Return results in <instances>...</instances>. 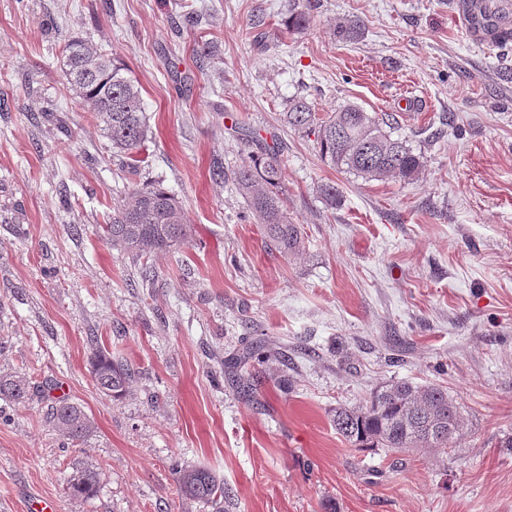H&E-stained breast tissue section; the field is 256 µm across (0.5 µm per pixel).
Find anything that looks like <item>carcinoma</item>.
Returning <instances> with one entry per match:
<instances>
[{"instance_id": "cac0c4a2", "label": "carcinoma", "mask_w": 512, "mask_h": 512, "mask_svg": "<svg viewBox=\"0 0 512 512\" xmlns=\"http://www.w3.org/2000/svg\"><path fill=\"white\" fill-rule=\"evenodd\" d=\"M315 9V0H288L286 29L293 33L306 30ZM333 33L340 40L353 42L360 35V25L353 20L340 21ZM63 52L67 82L89 107L112 152L125 156L129 169H135L151 127L141 91L127 67L80 38L64 40ZM284 120L289 127L314 135L321 157L331 166L365 180L399 178L409 182L423 167L422 156L413 152L406 139H394L387 132L389 120L372 116L359 106L341 105L320 118L314 105L299 97L289 101ZM281 166L280 150L272 146L251 162L231 170L218 169L214 175L235 185L248 216L260 224L266 245L287 256L302 251L304 237L299 225L288 219L277 191ZM102 231L112 247L141 258L185 243L190 227L179 199L158 184L133 192L129 202L113 207L110 222ZM92 376L97 388L108 396L129 392L128 366L97 345L93 347ZM30 389L25 378L0 374V397L21 402ZM52 418L58 433L73 443L92 432L83 407L64 399L52 407ZM333 423L351 443L403 453L417 447L446 448L448 440L459 435L462 416L459 403L448 391L402 381L375 389L361 406L337 408ZM100 482L97 469L84 467L76 472L70 489L75 495L89 497ZM177 482L182 493L200 501L210 502L224 494V483L204 468L180 470Z\"/></svg>"}]
</instances>
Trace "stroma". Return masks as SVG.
I'll use <instances>...</instances> for the list:
<instances>
[{
	"label": "stroma",
	"mask_w": 512,
	"mask_h": 512,
	"mask_svg": "<svg viewBox=\"0 0 512 512\" xmlns=\"http://www.w3.org/2000/svg\"><path fill=\"white\" fill-rule=\"evenodd\" d=\"M461 2L320 0L289 34L288 0H0V373L41 388L0 400V512H512V452L497 445L512 433V40L475 37ZM347 18L358 41L333 35ZM68 37L139 87L152 136L138 174L64 79ZM295 96L393 115L421 174L333 168L284 123ZM263 143L281 150L294 255L269 251L213 177ZM153 180L191 232L143 260L101 228ZM93 338L134 369L125 396L96 388ZM246 344L259 355L227 367ZM392 380L460 403L448 452L337 433V408ZM60 398L93 421L83 444L56 431ZM86 465L100 491L71 497ZM180 466L216 474L223 498L182 495Z\"/></svg>",
	"instance_id": "1"
}]
</instances>
